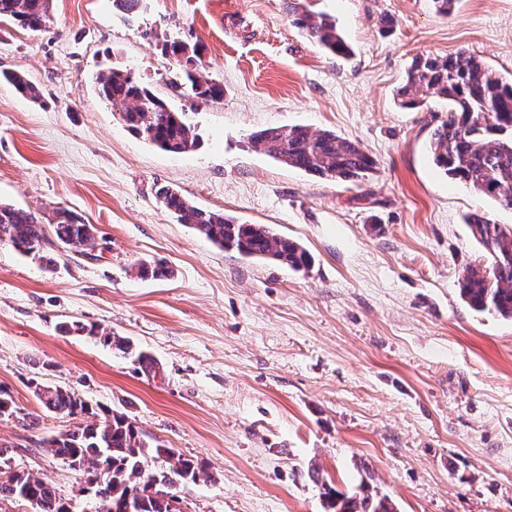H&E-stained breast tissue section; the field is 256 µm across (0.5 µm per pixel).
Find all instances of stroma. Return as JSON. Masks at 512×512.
<instances>
[{"mask_svg":"<svg viewBox=\"0 0 512 512\" xmlns=\"http://www.w3.org/2000/svg\"><path fill=\"white\" fill-rule=\"evenodd\" d=\"M350 46L334 56L296 28L285 0H51L46 29L0 21V202L76 211L105 248L89 259L0 245V417L16 472L48 477L77 512L85 474L45 438L75 421L45 411L34 382L126 414L149 441L203 462L173 489L180 512H325L321 485L369 478L396 512H512V319L473 310L458 281L488 264L467 215L512 228V209L451 180L431 130L448 107L402 108L412 57L464 51L512 78V0H298ZM392 24L381 27L380 17ZM201 49L224 85L204 103L172 90L165 40ZM130 70L185 112L199 144L169 154L132 134L91 77ZM330 130L374 159L356 183L324 180L256 151L270 127ZM267 224L313 256L309 271L214 246L156 199ZM171 274L141 278L138 264ZM79 320L121 351L64 336ZM57 329L61 334L64 335H80L86 333L87 336L99 339V341L103 342L105 345H109L111 347L114 345L118 349L128 348V343L124 340V338L119 336H112V334H99V329L92 324L86 325L80 321H66L59 323Z\"/></svg>","mask_w":512,"mask_h":512,"instance_id":"stroma-1","label":"stroma"}]
</instances>
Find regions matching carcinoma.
<instances>
[{
  "instance_id": "carcinoma-1",
  "label": "carcinoma",
  "mask_w": 512,
  "mask_h": 512,
  "mask_svg": "<svg viewBox=\"0 0 512 512\" xmlns=\"http://www.w3.org/2000/svg\"><path fill=\"white\" fill-rule=\"evenodd\" d=\"M286 4L295 26L309 38L334 55L350 54L333 20L299 10L297 0H286ZM49 8L50 0H0V18L43 30ZM163 51L181 74L189 95L203 102L224 98V85L199 69L197 49L172 41L163 44ZM5 79L29 99L39 98L35 85L22 74L12 72ZM94 83L100 98L135 135L174 154L197 146L194 127L183 114L169 110L130 71L112 67L98 72ZM396 96L405 109H420L430 98L448 102V120L432 131L430 151L435 165L449 177L512 208V80H504L467 52L445 58L418 55L408 66ZM250 143L277 161L325 179L354 182L367 176L375 165L358 143L332 131L312 133L300 126L267 128L252 134ZM156 198L178 223L191 225L221 249H232L245 258L271 259L294 271L311 268V256L304 248L265 224H241L231 216L197 206L167 187L159 188ZM466 224L485 250L489 265L464 269L460 295L478 312L512 319V229L478 213L468 215ZM97 240L94 226L73 211L58 210L48 231L36 213L0 203V244L22 254L59 243L87 256L97 247ZM137 274L160 278L171 271L161 262L142 263ZM57 329L64 335L84 333L118 349L128 347L124 338L101 335L92 324L66 321ZM34 386L44 409L83 417L74 428L44 440L43 445L65 463L79 464L88 475V487L81 492L98 496L95 512H177L170 489L178 482L187 485L206 475L197 460L145 440L126 415L94 406L70 389L38 382ZM163 457L175 460L169 473L149 471V463ZM21 494L36 501L38 512H70L69 500L57 494L49 479L0 469V500L17 499ZM322 498L326 512H395L391 500L364 480L351 495L325 482Z\"/></svg>"
}]
</instances>
